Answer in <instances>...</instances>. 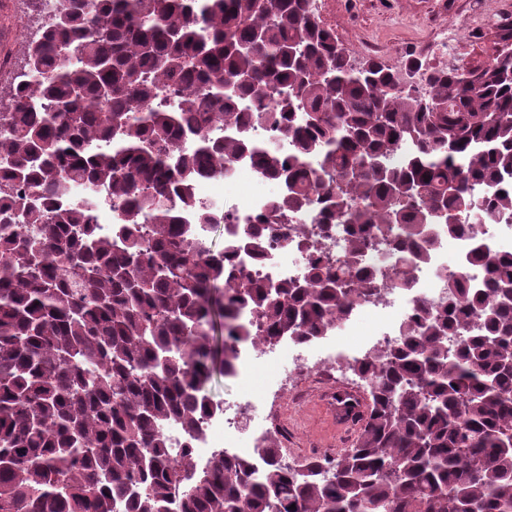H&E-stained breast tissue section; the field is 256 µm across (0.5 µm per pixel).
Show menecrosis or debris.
I'll use <instances>...</instances> for the list:
<instances>
[{
  "label": "necrosis or debris",
  "instance_id": "4bbe7bcc",
  "mask_svg": "<svg viewBox=\"0 0 512 512\" xmlns=\"http://www.w3.org/2000/svg\"><path fill=\"white\" fill-rule=\"evenodd\" d=\"M268 182L267 176L244 159L228 164L224 175L206 176L196 183L198 206H220L225 237H232L249 224L270 229L260 256L237 254L233 260L235 275L246 274L278 285L302 280L309 258L342 257L341 233L335 225L320 223L318 219L322 208L320 194L311 195L304 212L290 214L272 208L273 196L265 190ZM455 219L462 229L454 234L444 225H432L430 235L434 244L429 260L417 264L402 284L397 281L400 261L395 252L400 232L395 226L385 231L362 262L363 267L377 275L379 289L350 311L339 330L307 343L283 339L264 361L255 355L253 346H241L235 376L243 391L238 399L225 405L222 416L206 419L204 435L192 448L197 460L209 461L220 452L228 457L242 456L259 447L269 430L247 427V420L251 419L258 400L304 362L312 359L322 365L332 358L342 366L362 359L374 349L398 343L419 305L437 308L451 304L449 281H461L467 288L483 287L485 277L471 265V252L480 244L497 255H511L512 213L468 208L459 211Z\"/></svg>",
  "mask_w": 512,
  "mask_h": 512
}]
</instances>
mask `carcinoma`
I'll return each instance as SVG.
<instances>
[{"label": "carcinoma", "instance_id": "cac0c4a2", "mask_svg": "<svg viewBox=\"0 0 512 512\" xmlns=\"http://www.w3.org/2000/svg\"><path fill=\"white\" fill-rule=\"evenodd\" d=\"M500 44L470 70L408 59L420 94L374 59L354 68L309 0H57L0 95V512H512V258L480 244V292L455 283L462 306H421L353 366L373 386L352 448L300 473L264 443L259 473L222 453L200 468L186 445L222 412L207 385L240 345L306 342L377 290L374 231L403 226L404 282L474 186L512 211V29ZM262 122L295 152L253 139ZM242 158L284 182L277 210L321 192L338 264L225 280L224 259L265 239L250 225L213 250L192 224L221 211L194 186ZM78 181L121 205L112 231L67 197Z\"/></svg>", "mask_w": 512, "mask_h": 512}]
</instances>
